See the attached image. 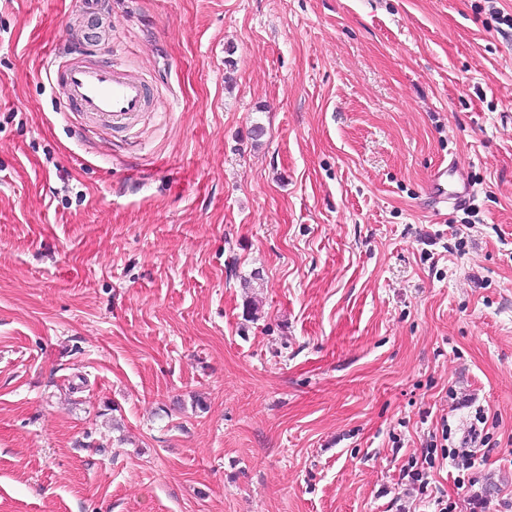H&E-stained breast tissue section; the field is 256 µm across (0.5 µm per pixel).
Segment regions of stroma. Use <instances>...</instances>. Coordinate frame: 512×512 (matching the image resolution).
<instances>
[{"label":"stroma","instance_id":"stroma-1","mask_svg":"<svg viewBox=\"0 0 512 512\" xmlns=\"http://www.w3.org/2000/svg\"><path fill=\"white\" fill-rule=\"evenodd\" d=\"M82 2L0 0V512H512V0ZM97 47L80 45L66 61L53 59L48 73L76 112L112 130L113 125L130 123L144 112L149 96L141 78L116 70L111 61H96ZM431 195L436 204H458L469 194V185L458 164L438 168L431 176Z\"/></svg>","mask_w":512,"mask_h":512}]
</instances>
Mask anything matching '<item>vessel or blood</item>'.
I'll return each mask as SVG.
<instances>
[{"instance_id": "b4317fda", "label": "vessel or blood", "mask_w": 512, "mask_h": 512, "mask_svg": "<svg viewBox=\"0 0 512 512\" xmlns=\"http://www.w3.org/2000/svg\"><path fill=\"white\" fill-rule=\"evenodd\" d=\"M96 55V45L78 46L67 60L51 61L48 73L69 104L101 128L130 123L149 104L146 85L111 63L97 61ZM430 189L438 204H458L469 193L459 165L453 162L433 172Z\"/></svg>"}]
</instances>
